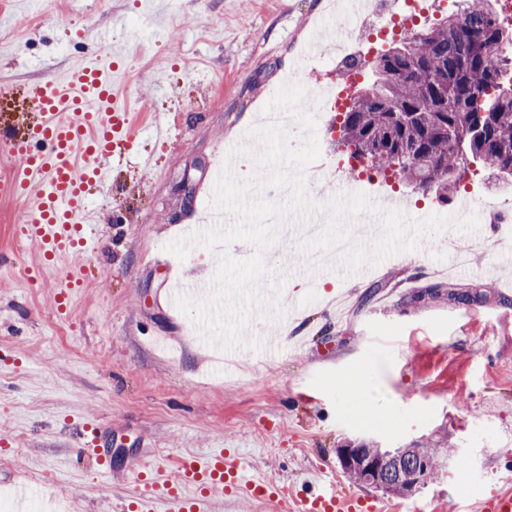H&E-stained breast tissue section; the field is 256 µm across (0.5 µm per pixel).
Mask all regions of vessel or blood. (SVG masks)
<instances>
[{"mask_svg":"<svg viewBox=\"0 0 512 512\" xmlns=\"http://www.w3.org/2000/svg\"><path fill=\"white\" fill-rule=\"evenodd\" d=\"M110 68L102 60L79 65L68 76V88L50 82L34 95V117L22 126L0 128L21 168L0 174V196H25L29 207L20 221L25 240L39 246L45 260L84 250L93 240L88 222V186L106 187L112 165L135 140L134 117L116 107ZM84 447L97 462L98 473L111 477L112 451L99 428L83 430ZM125 477L142 491L123 512H211L224 497L246 493L255 500L276 499L282 491L274 481L251 476L239 453L208 452L179 460L175 477L162 467L127 466ZM291 512H374L370 499L342 497L335 489L293 499Z\"/></svg>","mask_w":512,"mask_h":512,"instance_id":"1","label":"vessel or blood"}]
</instances>
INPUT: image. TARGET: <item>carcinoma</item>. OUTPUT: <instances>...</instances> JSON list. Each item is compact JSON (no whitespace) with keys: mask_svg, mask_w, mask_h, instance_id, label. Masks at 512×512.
Wrapping results in <instances>:
<instances>
[{"mask_svg":"<svg viewBox=\"0 0 512 512\" xmlns=\"http://www.w3.org/2000/svg\"><path fill=\"white\" fill-rule=\"evenodd\" d=\"M462 2L439 24L393 41L340 124L343 140L367 149L371 169L442 199L471 159L494 185L512 187V24L501 19L499 0ZM489 292L450 289L448 299L469 305ZM360 451L383 461L378 472L342 470L399 498L424 488L453 456L445 432L412 447L368 442Z\"/></svg>","mask_w":512,"mask_h":512,"instance_id":"carcinoma-1","label":"carcinoma"}]
</instances>
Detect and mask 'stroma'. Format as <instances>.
Listing matches in <instances>:
<instances>
[{
    "label": "stroma",
    "instance_id": "1",
    "mask_svg": "<svg viewBox=\"0 0 512 512\" xmlns=\"http://www.w3.org/2000/svg\"><path fill=\"white\" fill-rule=\"evenodd\" d=\"M5 2L0 117L29 113L33 87L64 81L108 28L137 142L89 199L91 254L44 261L19 234L27 199L0 198V495L19 482L45 512H114L138 486L99 476L82 450L88 422L111 432L117 469L141 448L170 473L178 456L224 448L294 493L321 466L338 473L340 493L406 512H477L489 494L512 491V243L491 249L474 232L512 216V193L488 191L485 171L467 170L444 199L401 184L409 204L443 216L469 188L477 215L363 278L312 282L300 239L279 236L266 253L287 276L277 355L247 349L215 374L222 349L188 336L189 314L164 300L167 277L213 278L215 255L181 260L166 246L209 203L223 152L246 140L315 18L331 51L328 0ZM156 123L170 125L169 138H150ZM488 282L494 293L468 306L431 293ZM437 430L457 442L455 462L413 496L339 474L338 448H402Z\"/></svg>",
    "mask_w": 512,
    "mask_h": 512
}]
</instances>
